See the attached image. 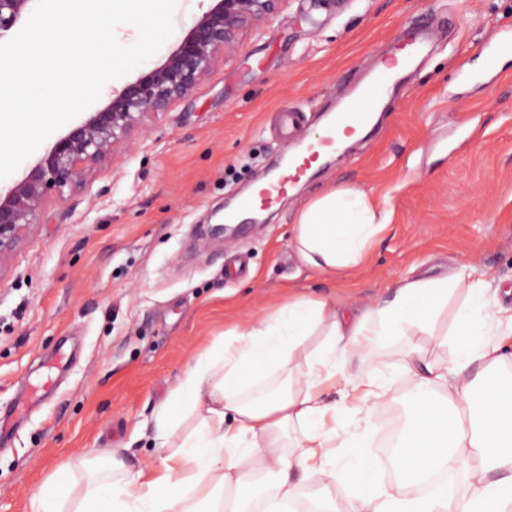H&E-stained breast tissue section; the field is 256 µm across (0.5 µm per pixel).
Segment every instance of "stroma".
Returning a JSON list of instances; mask_svg holds the SVG:
<instances>
[{
    "mask_svg": "<svg viewBox=\"0 0 512 512\" xmlns=\"http://www.w3.org/2000/svg\"><path fill=\"white\" fill-rule=\"evenodd\" d=\"M210 0H179L163 63ZM437 38L388 90L375 135L283 196L268 223L210 238L217 214L280 164L275 120L298 107L313 136L407 20ZM512 36V0H284L187 97L153 117L65 200L47 206L0 263V413L20 392L54 389L0 432V512L64 463L115 452L130 470L157 462L135 425L152 421L189 358L287 291L357 309L403 277L489 269L512 306V59L483 45ZM465 74H457L458 64ZM354 185L386 199L389 230L369 263L332 277L289 245L309 199Z\"/></svg>",
    "mask_w": 512,
    "mask_h": 512,
    "instance_id": "1",
    "label": "stroma"
}]
</instances>
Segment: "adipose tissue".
Instances as JSON below:
<instances>
[{
  "label": "adipose tissue",
  "instance_id": "ef3b65f1",
  "mask_svg": "<svg viewBox=\"0 0 512 512\" xmlns=\"http://www.w3.org/2000/svg\"><path fill=\"white\" fill-rule=\"evenodd\" d=\"M390 221L369 192L335 187L300 208L290 246L306 268L333 274L364 263ZM494 280L469 265L405 278L391 300L357 314L330 296L289 294L187 363L155 414L158 463L130 472L98 461L82 489L62 467L30 512H252L256 502L259 512H284L306 486L320 512H512V376L500 373L512 364V311L489 299ZM452 302L448 332L439 320ZM423 337L455 342L452 361L428 357ZM392 340L402 344L395 363L379 352ZM355 360L373 373L350 374ZM399 376L411 389L390 486L366 447ZM352 412L365 423L349 431ZM459 470L460 484L417 493L429 474Z\"/></svg>",
  "mask_w": 512,
  "mask_h": 512
}]
</instances>
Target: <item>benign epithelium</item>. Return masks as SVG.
<instances>
[{
	"mask_svg": "<svg viewBox=\"0 0 512 512\" xmlns=\"http://www.w3.org/2000/svg\"><path fill=\"white\" fill-rule=\"evenodd\" d=\"M32 0H0V38L15 30ZM282 0H211L159 66L112 93L100 111L73 126L18 181L0 189V261L10 257L50 201L64 199L86 174L128 146L148 119L165 112L207 79L218 58L232 53L240 33L275 14Z\"/></svg>",
	"mask_w": 512,
	"mask_h": 512,
	"instance_id": "obj_1",
	"label": "benign epithelium"
}]
</instances>
